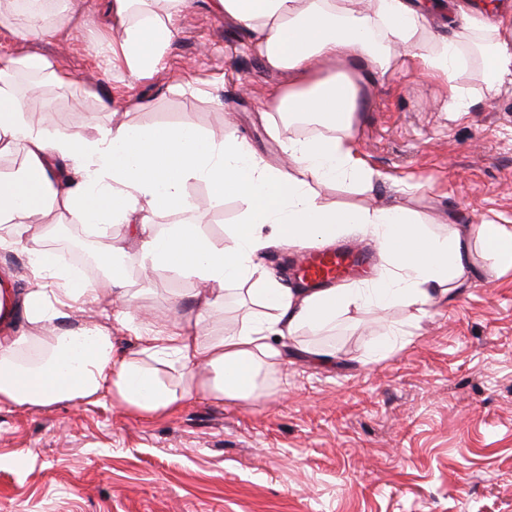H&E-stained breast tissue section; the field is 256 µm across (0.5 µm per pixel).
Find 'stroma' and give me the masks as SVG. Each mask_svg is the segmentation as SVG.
Masks as SVG:
<instances>
[{
    "instance_id": "35a3bbf8",
    "label": "stroma",
    "mask_w": 512,
    "mask_h": 512,
    "mask_svg": "<svg viewBox=\"0 0 512 512\" xmlns=\"http://www.w3.org/2000/svg\"><path fill=\"white\" fill-rule=\"evenodd\" d=\"M106 4L84 0L63 43L0 28L1 54L42 56L76 80L44 81L32 118L49 107L73 124L108 126L118 114L144 128L188 113L280 160L294 130L272 138L261 114L288 77L263 66L238 22L194 0L155 72L137 78L113 69L99 41ZM459 82L466 112L448 111L447 85L408 65L371 85L356 146L383 179L367 192L324 189L326 201L399 203L439 233L441 214L459 225L512 219V83L490 98L478 70ZM244 209L227 199L157 221H191L228 242ZM473 265L420 318L394 307L301 332L249 402L201 397L147 419L107 399L0 409V512H512V269L479 251ZM194 288L161 270L136 305L167 313L178 301L185 316ZM316 345L334 351L332 363L299 355Z\"/></svg>"
}]
</instances>
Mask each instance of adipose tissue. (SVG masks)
I'll return each mask as SVG.
<instances>
[{
    "mask_svg": "<svg viewBox=\"0 0 512 512\" xmlns=\"http://www.w3.org/2000/svg\"><path fill=\"white\" fill-rule=\"evenodd\" d=\"M74 2L62 0L49 13L30 10L16 35L57 36ZM188 4L111 0L102 39L113 65L139 77L152 73L175 37L172 14ZM211 6L245 28L269 70L287 74V85L273 92L277 114L321 128L290 138L279 163L259 158L231 134L201 131L188 116L146 129L120 122L92 133L34 124L27 102L42 87L20 93L19 74L45 72L65 87L73 80L41 56L0 54V159L20 160L0 171V248L22 246L33 275L20 292L10 273H0V409L107 397L148 418L201 396L247 402L265 390L269 368L283 360L287 339L300 330L373 308L404 306L426 315L438 296L467 277L477 248L498 268L512 269V230L505 225H452L440 234L408 207L336 206L320 193L332 184L367 191L378 180L353 151L355 124L366 87L404 61L447 84L453 112L470 109L458 84L469 65H478L486 93L512 83V14L489 20L473 15L465 0H212ZM437 12L447 16L449 34H433L432 47L418 50ZM336 59L351 61V68L325 73L324 63ZM192 179L207 185L209 203L246 202L231 245L214 243L196 224H154L163 213L200 211V201L184 190ZM52 212L83 225L98 252L100 279L61 265L50 245L52 227L35 222ZM116 224L125 225V241L113 240ZM354 229L374 241L381 260L377 277L365 285L292 288L261 263L268 249L326 246ZM160 267L199 283L193 320L160 325L137 317L129 277L135 272L146 282ZM241 289L260 311L247 313L238 329L212 335L225 296ZM111 295L135 335L133 352L116 351L108 328L71 322L73 302Z\"/></svg>",
    "mask_w": 512,
    "mask_h": 512,
    "instance_id": "1",
    "label": "adipose tissue"
}]
</instances>
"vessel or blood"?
<instances>
[{
    "mask_svg": "<svg viewBox=\"0 0 512 512\" xmlns=\"http://www.w3.org/2000/svg\"><path fill=\"white\" fill-rule=\"evenodd\" d=\"M373 260L371 250L340 243L328 249L303 252L293 263L291 274L313 287L322 288L353 278Z\"/></svg>",
    "mask_w": 512,
    "mask_h": 512,
    "instance_id": "vessel-or-blood-1",
    "label": "vessel or blood"
}]
</instances>
